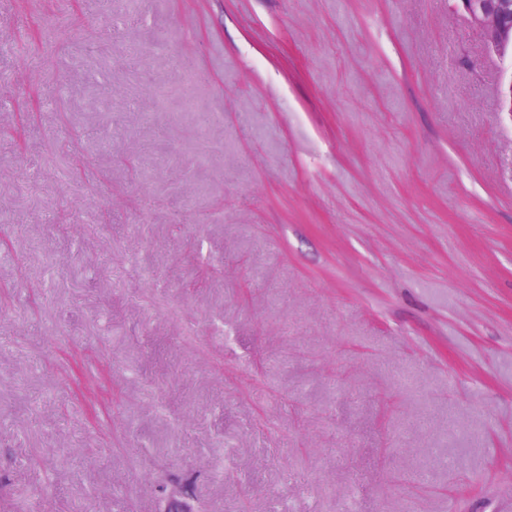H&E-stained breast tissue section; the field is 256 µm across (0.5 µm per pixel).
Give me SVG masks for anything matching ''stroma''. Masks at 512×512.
Returning a JSON list of instances; mask_svg holds the SVG:
<instances>
[{
    "label": "stroma",
    "instance_id": "1",
    "mask_svg": "<svg viewBox=\"0 0 512 512\" xmlns=\"http://www.w3.org/2000/svg\"><path fill=\"white\" fill-rule=\"evenodd\" d=\"M453 0H0V512H512V63Z\"/></svg>",
    "mask_w": 512,
    "mask_h": 512
}]
</instances>
